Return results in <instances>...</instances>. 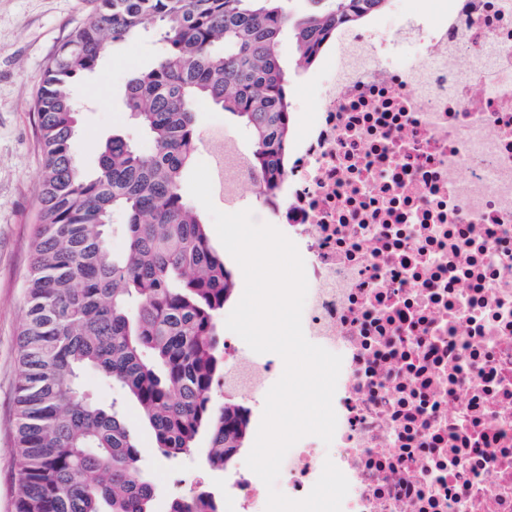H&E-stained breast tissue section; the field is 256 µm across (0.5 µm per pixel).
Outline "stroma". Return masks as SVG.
<instances>
[{
  "instance_id": "stroma-1",
  "label": "stroma",
  "mask_w": 512,
  "mask_h": 512,
  "mask_svg": "<svg viewBox=\"0 0 512 512\" xmlns=\"http://www.w3.org/2000/svg\"><path fill=\"white\" fill-rule=\"evenodd\" d=\"M98 0H0V512H15L14 399L20 383L18 333L24 316L23 281L37 222L41 156L34 97L41 74L60 43L97 9ZM161 51L154 33L110 49L99 67L78 86L85 100L75 156L85 169L98 163V147L120 133L143 153L152 145L127 118L123 101L130 77L150 67ZM281 55L288 99L299 119H309L320 88L295 65V47L283 40ZM86 387L100 406L121 400L126 424L140 448V466L152 481V512H170L174 494L204 490L224 498V471L210 464L208 437L188 455L164 457L137 404L97 374Z\"/></svg>"
}]
</instances>
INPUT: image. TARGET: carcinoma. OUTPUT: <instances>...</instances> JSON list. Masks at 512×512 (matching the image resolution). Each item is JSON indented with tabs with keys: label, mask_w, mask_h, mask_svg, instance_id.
<instances>
[{
	"label": "carcinoma",
	"mask_w": 512,
	"mask_h": 512,
	"mask_svg": "<svg viewBox=\"0 0 512 512\" xmlns=\"http://www.w3.org/2000/svg\"><path fill=\"white\" fill-rule=\"evenodd\" d=\"M290 2L100 0L45 67L34 100L44 163L18 336L16 512H151L137 443L117 407L89 397V371L137 401L163 455L192 451L202 433L222 468L243 448L247 408L213 398L224 379L219 320L235 277L182 191L199 143L194 114L209 102L235 117L265 190H275L292 130L283 33L307 69L326 37L390 0H312L303 15ZM149 28L164 51L127 82L124 103L152 151L114 135L86 174L73 151L74 87L111 46ZM116 213L119 253L110 247ZM170 512L222 505L199 491Z\"/></svg>",
	"instance_id": "1"
}]
</instances>
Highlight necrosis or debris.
<instances>
[{
  "mask_svg": "<svg viewBox=\"0 0 512 512\" xmlns=\"http://www.w3.org/2000/svg\"><path fill=\"white\" fill-rule=\"evenodd\" d=\"M397 64L372 25L320 58L321 104L288 143L275 193L210 154L226 210L242 189L304 260L306 338L341 355L331 445L307 436L277 482L305 497L325 460L347 477L342 512H512V0H450ZM251 413L283 366L224 341ZM236 512H265L248 469Z\"/></svg>",
  "mask_w": 512,
  "mask_h": 512,
  "instance_id": "1",
  "label": "necrosis or debris"
}]
</instances>
